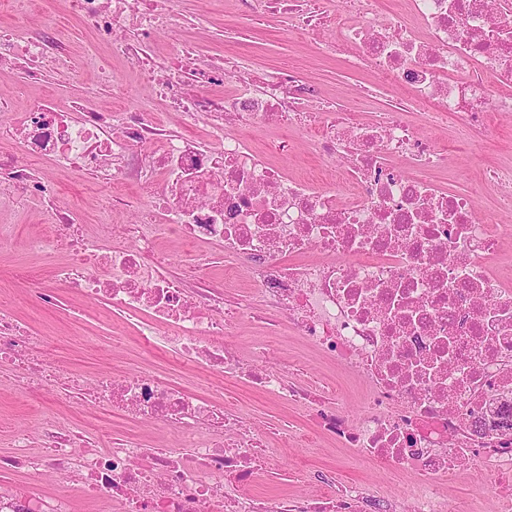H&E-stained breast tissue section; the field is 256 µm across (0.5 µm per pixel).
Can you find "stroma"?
Masks as SVG:
<instances>
[{
    "label": "stroma",
    "instance_id": "1",
    "mask_svg": "<svg viewBox=\"0 0 512 512\" xmlns=\"http://www.w3.org/2000/svg\"><path fill=\"white\" fill-rule=\"evenodd\" d=\"M175 2L188 16L208 12L211 25L202 40L203 49L220 51L228 47L235 50L249 78H256L265 69L286 63L295 68L300 80L318 84L326 96L336 98L344 111L353 112L361 107L363 90L371 84V77L346 73L337 59L321 57L312 43L298 44L282 54H273V45L282 38L278 17L271 16L258 23L243 20L229 0ZM441 137L451 158L452 173L437 175L436 180L449 191L467 189L479 182L486 169L512 159V113L491 115L485 136L460 141L457 128L451 124L442 130ZM44 221V216L34 212L17 211L7 206L0 208V224L13 227L10 246L0 251V303L16 306L37 330L46 333L49 338L47 349L64 373L92 374L107 370L132 373L148 363L162 377L191 384L202 395H211L220 387L208 373L187 372L169 355L148 351L137 339L132 323L112 326L97 304L82 300L69 289H58L53 303L42 302L34 286L15 275L13 263L23 256L27 242ZM271 363L291 377L302 367L334 380L339 377L333 363L299 338H289L286 350L274 354ZM220 388L225 394L238 398L246 422L275 425L283 419L293 424L307 421L306 415L296 408L273 404L235 382H225ZM36 410L46 419H62L95 430L109 429L116 435L126 433L130 427L122 414L94 405H58L46 397L35 396L30 407L17 406L11 376L1 373L0 418L10 419L18 426H28L33 424L32 413ZM301 472L306 474L310 488L319 487L321 477L332 475L340 486L353 480L367 482L382 500L406 497L415 481L414 475L378 469L373 463L328 440L317 447L289 443L282 450L277 470L264 474L259 488L265 492L296 491L294 479Z\"/></svg>",
    "mask_w": 512,
    "mask_h": 512
}]
</instances>
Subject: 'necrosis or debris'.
<instances>
[{
    "label": "necrosis or debris",
    "mask_w": 512,
    "mask_h": 512,
    "mask_svg": "<svg viewBox=\"0 0 512 512\" xmlns=\"http://www.w3.org/2000/svg\"><path fill=\"white\" fill-rule=\"evenodd\" d=\"M236 3L254 21L279 15L289 43L327 31L350 70L404 89L407 106L370 120L315 112L317 88L284 68L251 80L238 55L207 56L190 39L157 51L158 32L209 25L203 14L186 19L174 0H62L63 14L91 33L85 55L74 56L52 22L27 18L0 25V67L20 68L30 86L49 72L88 69L94 79L66 104L47 95L20 107L0 93V144L13 148L0 153V206L50 211L29 251L65 250L56 280L107 313L136 318L148 347L303 410L307 427L281 439L334 440L418 481L386 506L363 482L330 479L316 495L291 498L256 491L255 477L276 467L280 451L231 403L147 369L70 384L44 337L24 334V319L1 306L0 367L22 397L80 396L173 440L149 448L135 431L10 426L15 462L62 492L0 491V512H71L72 488L107 499L112 512H444V487L463 470L512 512V278L501 271L512 227L480 221L472 193L430 177L448 168L434 130L454 118L479 135L490 113L512 112V0H396L383 13L375 0H351L345 14L336 0ZM106 58L133 64L154 99L203 122V135L128 109ZM106 84L114 95L104 112L92 102ZM411 107L427 108L424 128L410 122ZM262 123L284 143H308L320 168L291 173L269 159L250 137ZM395 157L409 170L393 167ZM46 167L95 186L96 223L77 208H53ZM119 204L132 223H112ZM163 237L182 244L193 275H167ZM216 248L225 281L253 279L276 314L249 359L233 338L251 305L203 275ZM286 332L367 384L359 418L346 413L337 384L268 366Z\"/></svg>",
    "instance_id": "necrosis-or-debris-1"
}]
</instances>
